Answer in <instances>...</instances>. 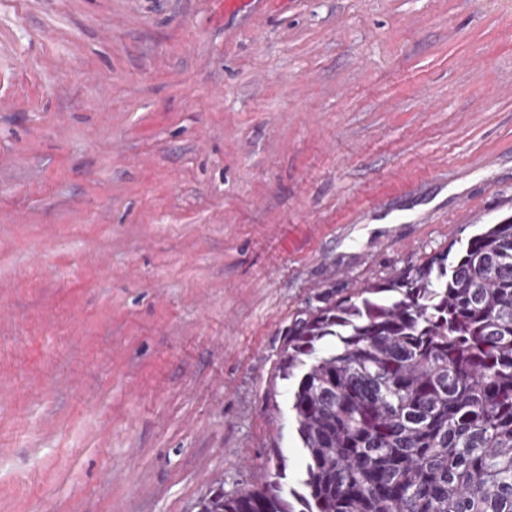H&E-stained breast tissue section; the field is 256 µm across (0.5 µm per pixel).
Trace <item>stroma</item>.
<instances>
[{
    "mask_svg": "<svg viewBox=\"0 0 512 512\" xmlns=\"http://www.w3.org/2000/svg\"><path fill=\"white\" fill-rule=\"evenodd\" d=\"M512 216V0H0V512L303 470L293 322Z\"/></svg>",
    "mask_w": 512,
    "mask_h": 512,
    "instance_id": "stroma-1",
    "label": "stroma"
}]
</instances>
